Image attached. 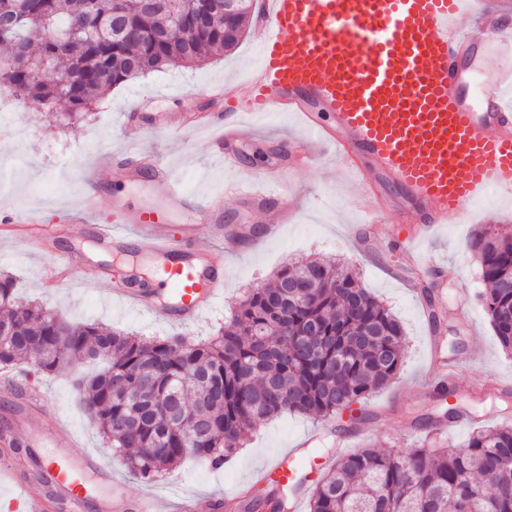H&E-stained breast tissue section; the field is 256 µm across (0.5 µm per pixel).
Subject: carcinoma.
<instances>
[{
  "label": "carcinoma",
  "instance_id": "carcinoma-1",
  "mask_svg": "<svg viewBox=\"0 0 512 512\" xmlns=\"http://www.w3.org/2000/svg\"><path fill=\"white\" fill-rule=\"evenodd\" d=\"M208 0H0V45L27 58L0 59V85L55 121L92 110L108 89L168 66L197 67L234 48L253 16L237 0L232 16ZM209 12L195 27L193 14ZM46 60L50 81L36 64ZM67 104L55 111L57 102ZM469 249L487 288L481 295L495 336L512 352V244L488 234ZM311 280L300 300L286 283ZM403 328L363 287L357 273L334 261H305L279 270L270 285L249 292L211 339H141L119 329L65 320L52 308L21 302L0 274V366L24 360L47 375L84 362L105 363L80 379L95 429L133 475L153 481L188 458L222 466L245 436L283 413L334 418L399 374ZM35 474L54 483L36 452L18 444ZM512 512V425L474 432L462 448L365 446L341 458L316 482L309 512ZM276 489L247 491L232 512H283Z\"/></svg>",
  "mask_w": 512,
  "mask_h": 512
}]
</instances>
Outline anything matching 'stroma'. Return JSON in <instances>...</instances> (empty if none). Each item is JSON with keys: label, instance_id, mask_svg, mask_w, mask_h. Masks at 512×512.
Segmentation results:
<instances>
[{"label": "stroma", "instance_id": "35a3bbf8", "mask_svg": "<svg viewBox=\"0 0 512 512\" xmlns=\"http://www.w3.org/2000/svg\"><path fill=\"white\" fill-rule=\"evenodd\" d=\"M259 30V24H252L234 49L202 66H172L116 86L89 115L69 123L50 120L15 99L10 88L0 87V99L10 102L7 113H0V169L10 174L8 186L0 191V219L35 196L39 199L37 218L58 231L42 253L28 250L20 238L0 241V271L14 277L20 301L45 302L63 318L99 323L145 338L179 335L199 342L223 326L247 289L266 284L284 266L320 258L354 265L363 286L402 323V370L391 384L367 399L355 417L324 420L293 413L275 417L253 430L221 467L187 460L176 472L180 482L172 491L164 481L133 476L113 459L70 378L38 373L26 363L12 367L13 375L32 379L55 401L54 413L43 420L46 437L39 442V452L54 455L67 439L82 440L129 497L157 491V512H174L176 496H206L214 502L234 497L254 470L277 459L309 433L316 439L305 457L307 471L315 477L321 460L335 453V443L342 437L354 449L365 443L384 450L412 444L458 448L479 427L512 424V355L502 350L479 300L484 288L480 264L475 255L464 251L476 234H511L512 204L488 193L470 207L461 223L427 238L426 248L444 269L438 278L417 253L402 245L408 227L363 222L354 204L353 181L340 169L332 147H324L316 163L294 162L286 148L307 133L291 114L274 112L261 120H249L252 136L239 144L241 158L235 167L224 166L212 155L209 133L171 136L164 131L163 117L178 119L220 109V102L207 92L249 77L258 62ZM141 96L153 99L142 110L145 121L137 129H127L123 112ZM131 143L161 158L177 187L193 193L199 204L221 194L226 224H256L266 229L256 240L225 241L224 294L186 327L134 312L112 299L113 255L92 250L89 240L77 241L62 232L72 205L87 194L93 197V216L100 222L110 216L113 198H122L133 208L145 205L140 186L126 181L121 171L101 164L104 156ZM264 189L271 197L265 205H256L249 194ZM272 211L287 213L288 219L270 229L266 223ZM74 247L88 250L99 265L96 275L85 280L75 276L56 289L45 288L43 281L57 253ZM431 278L443 292L435 306L448 311L437 325L422 295L424 282ZM435 356L455 368V401L472 416L467 425L437 436L420 424L423 415L442 409L436 386L422 384Z\"/></svg>", "mask_w": 512, "mask_h": 512}]
</instances>
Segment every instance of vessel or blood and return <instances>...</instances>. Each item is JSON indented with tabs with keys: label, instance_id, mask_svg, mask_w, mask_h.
Returning <instances> with one entry per match:
<instances>
[{
	"label": "vessel or blood",
	"instance_id": "b4317fda",
	"mask_svg": "<svg viewBox=\"0 0 512 512\" xmlns=\"http://www.w3.org/2000/svg\"><path fill=\"white\" fill-rule=\"evenodd\" d=\"M469 0H263L265 35L260 61L245 82L225 87L236 120L208 112L197 129L213 132L216 156L237 161L247 112H296L308 131L293 156L309 161L312 142L335 144L343 167L376 194L373 174L402 198L389 213L411 224L423 211L428 227L457 223L459 215L490 191L512 196V20L486 9L471 14ZM152 201L130 209L114 199L108 223L92 224L82 212L70 233L91 237L99 249L128 248L162 259V277L177 302L159 305L131 272L114 295L133 308L172 322L190 323L224 292V256L198 245L200 227L211 240L224 237V210L197 207L178 196L167 167L153 163ZM289 449L260 478L288 485L298 462ZM55 489L76 503L88 495L78 478L99 465L81 441L48 459ZM25 512H43L45 492L22 480ZM146 494H116L100 512H155Z\"/></svg>",
	"mask_w": 512,
	"mask_h": 512
}]
</instances>
